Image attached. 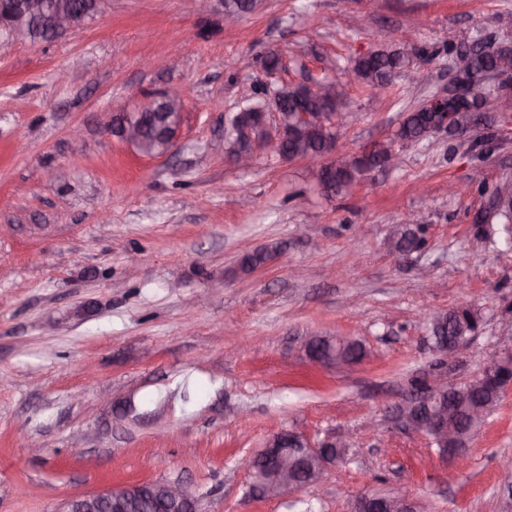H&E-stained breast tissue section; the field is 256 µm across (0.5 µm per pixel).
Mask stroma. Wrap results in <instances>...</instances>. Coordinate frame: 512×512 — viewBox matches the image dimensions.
<instances>
[{
  "instance_id": "35a3bbf8",
  "label": "stroma",
  "mask_w": 512,
  "mask_h": 512,
  "mask_svg": "<svg viewBox=\"0 0 512 512\" xmlns=\"http://www.w3.org/2000/svg\"><path fill=\"white\" fill-rule=\"evenodd\" d=\"M410 30L417 48L386 90L350 82L348 59ZM478 38L512 46V0H260L229 28L224 0H106L74 33L0 44V512L147 481L181 483L199 512H350L401 482L431 512H498L512 390L463 465L394 410L436 363L431 315L483 316L451 365L462 381L512 330V248L501 225L475 224L485 198L448 191L512 178V106L486 129L395 143L400 166L345 196L303 160L261 150L241 169L225 151L254 92L326 76L348 104L336 151L359 153L445 88L453 48ZM170 56L175 69L144 66ZM171 86L176 146L140 155L112 115ZM485 137L495 147L476 157ZM410 214L427 244L401 255L392 231ZM265 247L274 258L241 272ZM315 334L367 355L315 363ZM288 430L347 437L350 455L319 488L253 495L239 459Z\"/></svg>"
}]
</instances>
